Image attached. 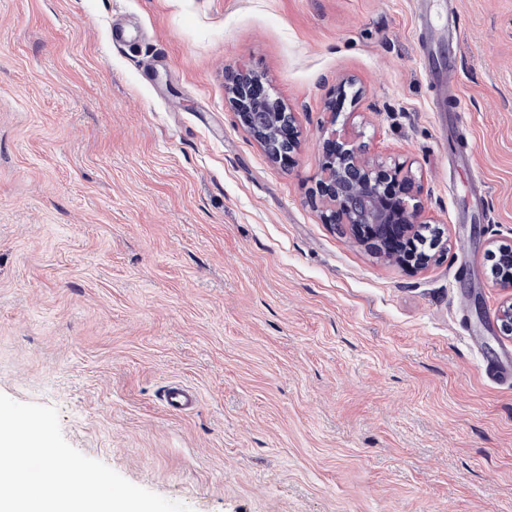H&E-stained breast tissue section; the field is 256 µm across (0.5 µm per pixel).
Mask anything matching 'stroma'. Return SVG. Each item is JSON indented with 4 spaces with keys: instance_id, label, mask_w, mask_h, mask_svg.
<instances>
[{
    "instance_id": "stroma-1",
    "label": "stroma",
    "mask_w": 512,
    "mask_h": 512,
    "mask_svg": "<svg viewBox=\"0 0 512 512\" xmlns=\"http://www.w3.org/2000/svg\"><path fill=\"white\" fill-rule=\"evenodd\" d=\"M430 2L0 0V394L193 512H512V0H456L455 101ZM235 71L293 112L289 159L229 108ZM330 124L412 175L440 260L325 222ZM454 2H448V51H444V56L438 59L435 56L432 40L428 39L423 44L424 52L431 64V76L436 83V87L443 96L454 95L457 92L459 81V62H460V24L458 13L454 8ZM161 400L168 410L175 412L192 410L199 402L198 395L194 390L178 383L167 385Z\"/></svg>"
}]
</instances>
